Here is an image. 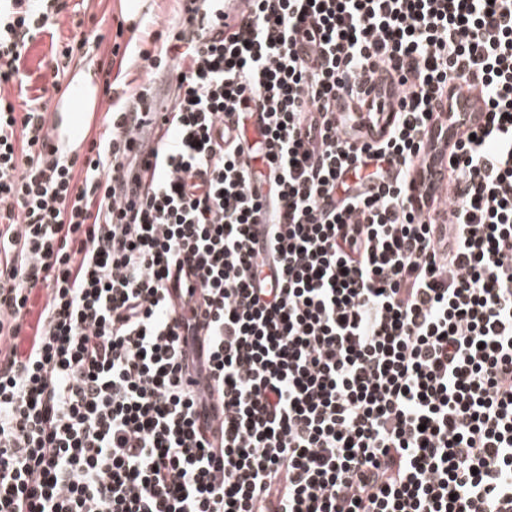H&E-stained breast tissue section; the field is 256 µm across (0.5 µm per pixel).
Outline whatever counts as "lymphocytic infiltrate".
Instances as JSON below:
<instances>
[{"instance_id": "f902f5d3", "label": "lymphocytic infiltrate", "mask_w": 512, "mask_h": 512, "mask_svg": "<svg viewBox=\"0 0 512 512\" xmlns=\"http://www.w3.org/2000/svg\"><path fill=\"white\" fill-rule=\"evenodd\" d=\"M61 11L0 0V512H512V0H183L82 158ZM55 61L52 59L50 41L47 36L40 37L31 43L29 49L25 54L23 60L22 69L26 73L32 76V82L28 88L29 96H37L41 94L39 89L43 86L44 80L39 77V74H43L44 69H40V66H44L45 69L48 65H53ZM466 129L455 127L448 134L446 141L431 143L426 148L427 170L417 165L413 172V178L418 189H425L439 201L446 199L450 193L448 181V152L452 144L462 136Z\"/></svg>"}]
</instances>
